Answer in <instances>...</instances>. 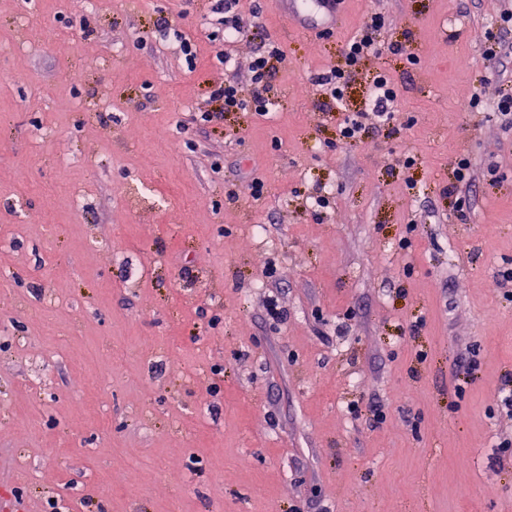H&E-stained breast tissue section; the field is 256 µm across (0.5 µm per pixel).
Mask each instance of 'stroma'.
Returning a JSON list of instances; mask_svg holds the SVG:
<instances>
[{
	"label": "stroma",
	"mask_w": 512,
	"mask_h": 512,
	"mask_svg": "<svg viewBox=\"0 0 512 512\" xmlns=\"http://www.w3.org/2000/svg\"><path fill=\"white\" fill-rule=\"evenodd\" d=\"M211 6L0 0V512H512V55L481 51L512 0H254L228 67ZM373 12L417 60L324 111ZM272 45L266 115L195 121ZM381 70L397 129L328 149Z\"/></svg>",
	"instance_id": "1"
}]
</instances>
